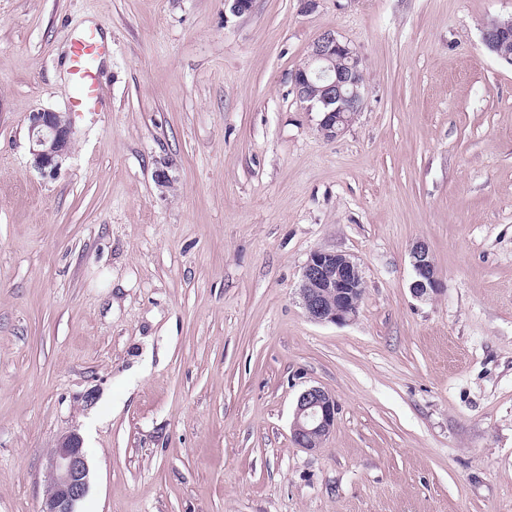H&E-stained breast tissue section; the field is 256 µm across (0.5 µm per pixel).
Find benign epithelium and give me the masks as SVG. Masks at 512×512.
Instances as JSON below:
<instances>
[{
  "instance_id": "benign-epithelium-1",
  "label": "benign epithelium",
  "mask_w": 512,
  "mask_h": 512,
  "mask_svg": "<svg viewBox=\"0 0 512 512\" xmlns=\"http://www.w3.org/2000/svg\"><path fill=\"white\" fill-rule=\"evenodd\" d=\"M512 37V16L495 19L483 29V42L497 58L512 63L501 48ZM297 99L308 111L322 114L319 127L331 139L341 135L363 106V73L355 50L333 32L313 43L307 62L292 74ZM30 153L42 173L59 169L71 148L70 119L59 112L37 110L28 117ZM414 297L427 299L440 291V280L428 247L411 249ZM365 290L362 269L349 255L312 252L304 264L299 295L314 323L346 324L358 313ZM336 399L318 386L301 392L291 425V439L308 452L317 451L336 423ZM90 470L83 440L76 432L63 435L47 462V484L40 512H77L90 489Z\"/></svg>"
}]
</instances>
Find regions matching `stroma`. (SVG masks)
<instances>
[{"label":"stroma","mask_w":512,"mask_h":512,"mask_svg":"<svg viewBox=\"0 0 512 512\" xmlns=\"http://www.w3.org/2000/svg\"><path fill=\"white\" fill-rule=\"evenodd\" d=\"M512 0H0V512H39L77 431L78 512H512ZM109 45L104 106L69 48ZM334 31L363 107L328 139L291 77ZM69 114L31 163L28 115ZM174 180L161 190L155 169ZM428 245L442 289L410 291ZM350 255L355 320L303 266ZM335 396L319 451L298 395ZM512 37V16L505 19H494L483 29V42L486 48L497 58L512 63V58L502 54L501 48ZM109 46L93 29L74 38L69 51L70 105L74 112H95L102 97L97 62ZM30 153L42 173L57 171L71 148L70 119L59 112L37 110L28 117ZM364 290L362 269L347 254L316 250L304 264L299 295L308 319L314 323L353 321ZM336 399L318 386L301 392L291 425V439L308 452H316L336 423Z\"/></svg>","instance_id":"obj_1"}]
</instances>
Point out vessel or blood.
Returning a JSON list of instances; mask_svg holds the SVG:
<instances>
[{"label":"vessel or blood","mask_w":512,"mask_h":512,"mask_svg":"<svg viewBox=\"0 0 512 512\" xmlns=\"http://www.w3.org/2000/svg\"><path fill=\"white\" fill-rule=\"evenodd\" d=\"M108 51V45L92 29L83 31L72 41L69 51L72 111L93 112L99 107L102 94L97 62Z\"/></svg>","instance_id":"b4317fda"}]
</instances>
